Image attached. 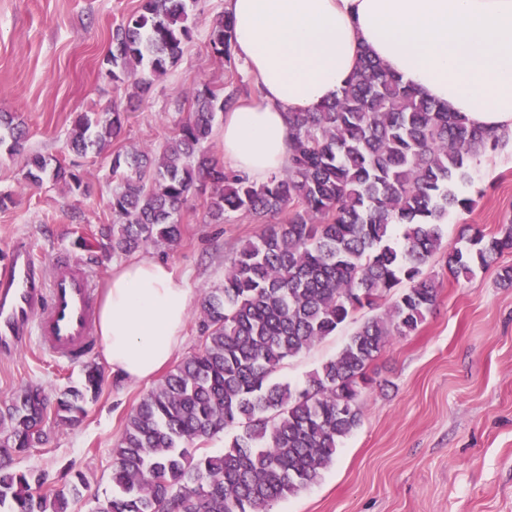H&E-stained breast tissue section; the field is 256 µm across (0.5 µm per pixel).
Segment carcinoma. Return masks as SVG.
<instances>
[{
	"label": "carcinoma",
	"mask_w": 512,
	"mask_h": 512,
	"mask_svg": "<svg viewBox=\"0 0 512 512\" xmlns=\"http://www.w3.org/2000/svg\"><path fill=\"white\" fill-rule=\"evenodd\" d=\"M200 0H142L112 31L106 74L119 85L147 88L166 72L191 38L189 7ZM213 55L231 66L228 15L209 31ZM240 90L223 94L205 84L183 97L173 137L161 150H116L110 166L112 223L100 246L133 253L178 244L179 216L190 194L210 187V222L228 213L256 221L286 214L246 241L224 269V283L200 303L197 352L177 363L127 415L112 448V496L92 512H268L298 494L330 467L337 448L363 416L361 389L373 382L371 364L395 336L416 332L437 301L436 277L424 267L440 255L458 279L512 251V220L493 235L477 225L445 243L443 222L469 211L474 160L508 141L470 125L388 72L369 52L332 102L290 116L288 170L263 183L224 167L209 155L216 114ZM123 134L122 113L101 120L85 114L68 137L78 156ZM24 152L23 131L0 113V146ZM25 179L49 178L79 191L72 166L29 155ZM403 229L392 240L394 227ZM409 287L403 289L401 285ZM387 309L365 320L336 356L304 387L273 380L284 362L336 333L364 308ZM102 374L85 367L84 380L65 388L56 423L75 425L87 397H97ZM50 405L29 386L0 403V512H70L85 475L68 491L44 489L46 478L14 466L43 444ZM236 435L222 453L203 445L226 428Z\"/></svg>",
	"instance_id": "obj_1"
}]
</instances>
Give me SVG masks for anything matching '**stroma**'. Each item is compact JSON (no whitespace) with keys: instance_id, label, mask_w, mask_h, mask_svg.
I'll return each mask as SVG.
<instances>
[{"instance_id":"obj_1","label":"stroma","mask_w":512,"mask_h":512,"mask_svg":"<svg viewBox=\"0 0 512 512\" xmlns=\"http://www.w3.org/2000/svg\"><path fill=\"white\" fill-rule=\"evenodd\" d=\"M141 0H0V112L15 113L25 125L26 153L76 164L86 194L24 178V155L0 151V194L12 205L0 209V259L21 242L31 243L41 266L66 251L102 287L122 253L103 254L97 243L112 221L107 180L114 150L156 149L173 135L181 92L202 84L257 88L245 66L228 70L209 47L212 19L224 0H202L193 15V35L181 58L154 79L148 92L114 87L104 58L113 26ZM119 110L125 115L120 142L100 153L78 156L67 147L79 115ZM471 211L451 215L444 226L457 242L464 225L486 234L512 219V141L483 157L475 173ZM205 192L189 196L181 213L178 246L144 248L186 276L194 296L224 281V268L241 244L263 227L238 213L210 223ZM512 253L475 266L470 277L441 276L439 259L428 270L440 275L438 299L419 329L394 337L372 364L373 384L363 390L360 426L343 439L334 463L316 484L275 503L271 512H512V286L500 279ZM363 309L336 334L287 360L276 378L295 386L333 358L370 317ZM93 362L102 365V353ZM96 399L75 426L48 422V440L19 458L21 470L47 472L55 488L74 473L87 484L73 512H91L112 495V448L126 415L148 385L125 386L103 367ZM84 377L83 364H68L29 345L0 356V400L29 384L48 393Z\"/></svg>"}]
</instances>
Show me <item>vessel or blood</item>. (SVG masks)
I'll return each mask as SVG.
<instances>
[{
  "instance_id": "vessel-or-blood-1",
  "label": "vessel or blood",
  "mask_w": 512,
  "mask_h": 512,
  "mask_svg": "<svg viewBox=\"0 0 512 512\" xmlns=\"http://www.w3.org/2000/svg\"><path fill=\"white\" fill-rule=\"evenodd\" d=\"M95 288L90 272L56 253L43 275L26 245L0 267V353L33 343L55 358L79 363L95 351Z\"/></svg>"
}]
</instances>
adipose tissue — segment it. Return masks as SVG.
Here are the masks:
<instances>
[{
	"instance_id": "adipose-tissue-1",
	"label": "adipose tissue",
	"mask_w": 512,
	"mask_h": 512,
	"mask_svg": "<svg viewBox=\"0 0 512 512\" xmlns=\"http://www.w3.org/2000/svg\"><path fill=\"white\" fill-rule=\"evenodd\" d=\"M256 98L224 115L225 162L257 181L290 163L288 115L333 101L370 52L404 82L512 135V0H224ZM191 290L149 256L113 266L98 312L103 358L149 381L183 341Z\"/></svg>"
}]
</instances>
